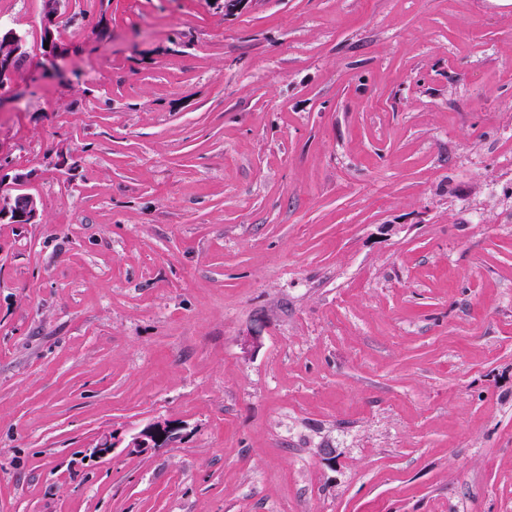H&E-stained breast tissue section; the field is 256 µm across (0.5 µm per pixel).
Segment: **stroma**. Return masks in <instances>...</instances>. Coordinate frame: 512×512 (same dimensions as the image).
<instances>
[{"instance_id": "35a3bbf8", "label": "stroma", "mask_w": 512, "mask_h": 512, "mask_svg": "<svg viewBox=\"0 0 512 512\" xmlns=\"http://www.w3.org/2000/svg\"><path fill=\"white\" fill-rule=\"evenodd\" d=\"M62 11L0 110V512H512V0ZM32 175L18 173L14 176L17 193L0 196V221L10 224H34L39 215V201L26 191ZM170 430L168 426L156 425L143 432L133 436L125 448L130 453H143L152 448L159 447L160 443L168 436Z\"/></svg>"}]
</instances>
